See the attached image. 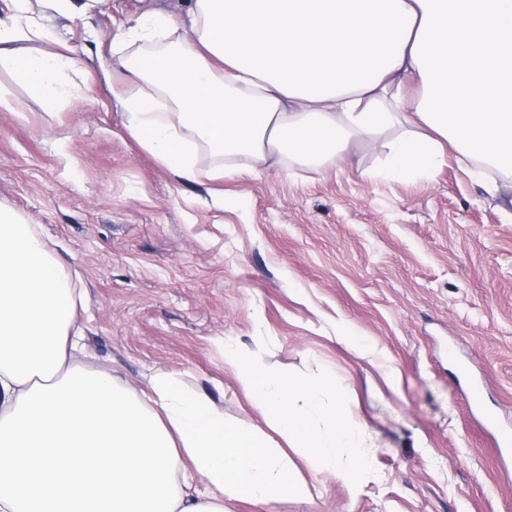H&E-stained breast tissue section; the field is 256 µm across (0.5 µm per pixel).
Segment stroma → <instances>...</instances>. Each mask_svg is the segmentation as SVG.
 <instances>
[{
	"label": "stroma",
	"instance_id": "35a3bbf8",
	"mask_svg": "<svg viewBox=\"0 0 512 512\" xmlns=\"http://www.w3.org/2000/svg\"><path fill=\"white\" fill-rule=\"evenodd\" d=\"M45 4V40L79 68L31 97L0 63V207L34 225L82 291L84 361L141 392L158 371L226 417L264 428L224 364L225 342L269 368L354 384L374 472L357 497L311 467L309 493L231 512H512V175L449 153L397 178L365 142L323 166L289 158L220 182H179L112 100L119 24L186 0ZM496 427H489L488 418Z\"/></svg>",
	"mask_w": 512,
	"mask_h": 512
}]
</instances>
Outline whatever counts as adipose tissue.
Instances as JSON below:
<instances>
[{"label":"adipose tissue","mask_w":512,"mask_h":512,"mask_svg":"<svg viewBox=\"0 0 512 512\" xmlns=\"http://www.w3.org/2000/svg\"><path fill=\"white\" fill-rule=\"evenodd\" d=\"M186 27L176 53L128 59L112 92L130 134L180 180L239 176L235 158L323 163L356 140L384 141L401 177L434 171L448 145L512 174V0H193L185 18L149 12L119 39ZM46 36L0 19V62L40 98L63 94L68 56L21 64L8 45ZM198 146L224 165L198 167ZM84 353L69 274L0 209V512H228V498L306 493L270 435L164 372L132 394L80 369Z\"/></svg>","instance_id":"obj_1"}]
</instances>
